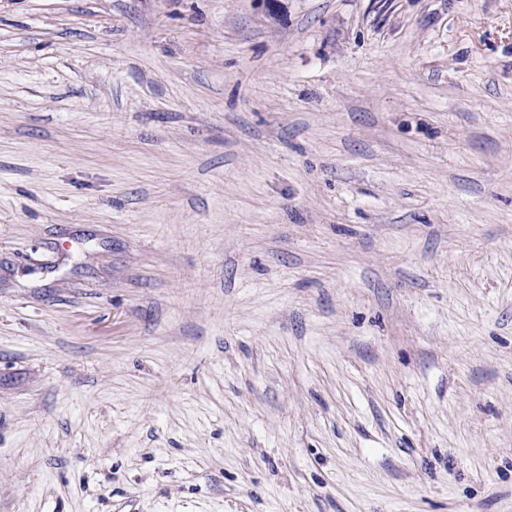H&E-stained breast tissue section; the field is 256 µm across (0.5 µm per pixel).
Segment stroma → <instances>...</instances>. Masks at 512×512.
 I'll return each instance as SVG.
<instances>
[{
  "instance_id": "stroma-1",
  "label": "stroma",
  "mask_w": 512,
  "mask_h": 512,
  "mask_svg": "<svg viewBox=\"0 0 512 512\" xmlns=\"http://www.w3.org/2000/svg\"><path fill=\"white\" fill-rule=\"evenodd\" d=\"M0 512H512V0H0Z\"/></svg>"
}]
</instances>
